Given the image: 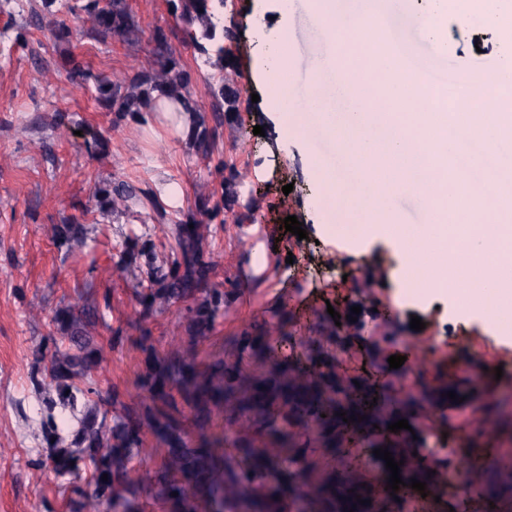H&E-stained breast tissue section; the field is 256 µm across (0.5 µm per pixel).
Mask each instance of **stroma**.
Returning a JSON list of instances; mask_svg holds the SVG:
<instances>
[{
    "instance_id": "35a3bbf8",
    "label": "stroma",
    "mask_w": 512,
    "mask_h": 512,
    "mask_svg": "<svg viewBox=\"0 0 512 512\" xmlns=\"http://www.w3.org/2000/svg\"><path fill=\"white\" fill-rule=\"evenodd\" d=\"M130 5L146 38L163 30L195 80L210 74V67L184 44L182 25L168 0H130ZM424 5V0H410L406 12L384 14L383 20L425 65L443 62L467 74L491 75L512 52L486 20L452 16L448 53L438 55L434 42L409 18ZM221 13L236 33L229 48L239 63L235 81L241 90V128L237 136H224L219 151L234 165L242 193L252 194L256 220L239 224L234 214H226L211 241L224 254L225 276L244 277L247 284L216 322L212 340L200 347L202 358L221 350L243 325L262 320L283 296L304 323L314 321L328 301L346 310L355 281L383 303L394 304L400 269L390 241L363 235L366 217L344 206L329 210L325 194L318 192L310 170L327 159L312 145L316 114L296 111L282 118L266 109L269 87L259 67L280 25L292 32L286 49L291 79L313 85L322 80L311 64L326 56L329 46L311 0H295L289 11L280 0H225ZM22 26L24 16L0 12V43L8 48L0 57V512H74L75 493L48 466L30 383L35 347L57 330L48 321L30 320L27 306L35 302L51 314L80 295L96 306L103 322L94 342L106 349L108 362L94 373L92 386L116 390L122 401H131L141 337L163 347L177 335L183 317L173 309L141 326H127L122 313L133 300L132 282L112 269L138 241L166 253L174 209L193 205L200 183L215 192L221 186L194 156L186 131L172 117L153 112L139 123L115 121L68 80L75 59L103 71L132 74L147 68L146 39L136 46L117 40L104 45L77 32L59 43L27 27L25 41L19 42L15 35ZM58 113L68 122L62 136L50 127ZM257 125L264 135L254 134ZM116 174L145 195L133 210L104 218L94 194L111 187ZM287 184L293 187L288 194L282 191ZM288 216L303 223L305 239L284 230ZM75 221L89 229L81 246L58 232ZM415 316L428 336L474 331L495 346L512 348V317L487 321L482 312L465 309L445 294L400 310L395 321L379 324L378 332L411 335ZM117 329L124 336L118 345L112 342Z\"/></svg>"
}]
</instances>
